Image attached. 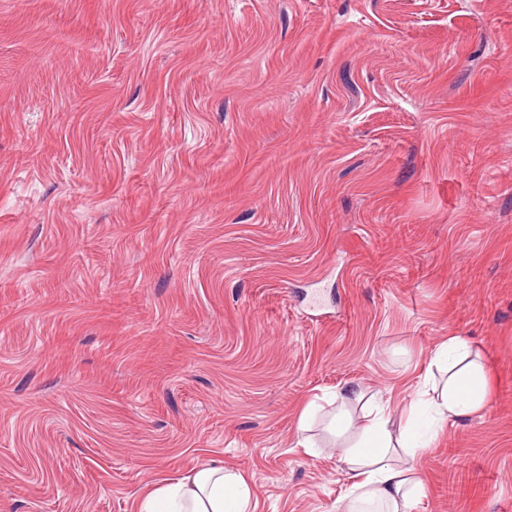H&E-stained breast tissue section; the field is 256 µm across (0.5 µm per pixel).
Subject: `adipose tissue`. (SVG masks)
Returning a JSON list of instances; mask_svg holds the SVG:
<instances>
[{"label":"adipose tissue","instance_id":"obj_1","mask_svg":"<svg viewBox=\"0 0 512 512\" xmlns=\"http://www.w3.org/2000/svg\"><path fill=\"white\" fill-rule=\"evenodd\" d=\"M432 365L438 376L429 387L416 392L411 413L400 434L390 429L389 407L378 404L354 423L347 404L360 400L356 390L337 393L338 407L332 418L336 434L357 428L358 437L343 452L342 462L351 483L340 512H413L422 483L415 461L432 446L422 435L417 411L436 423H457L482 413L491 394V379L480 350L469 340L455 336L439 344ZM251 493L241 474L219 464L200 468L186 483H175L147 496L142 512H250Z\"/></svg>","mask_w":512,"mask_h":512}]
</instances>
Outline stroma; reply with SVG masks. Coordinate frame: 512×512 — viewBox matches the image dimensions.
Here are the masks:
<instances>
[{
	"instance_id": "stroma-1",
	"label": "stroma",
	"mask_w": 512,
	"mask_h": 512,
	"mask_svg": "<svg viewBox=\"0 0 512 512\" xmlns=\"http://www.w3.org/2000/svg\"><path fill=\"white\" fill-rule=\"evenodd\" d=\"M451 336L415 512H512V0H0V512H336ZM426 378L430 388L412 398L398 437L390 429L388 405H375L363 415L357 440L342 454L351 486L338 511L363 512L369 505L379 512H412L422 489L414 462L433 442V436L421 434L416 411L426 412L432 422L455 424L482 413L491 394L482 353L461 336L436 347ZM400 457L406 458L405 466L399 465ZM353 399L354 401H360L362 394L358 393L355 389L347 387L336 394V402L339 401V406L336 409L331 425L336 435L346 434L353 426V418L350 411L347 408V403ZM250 506V488L243 476L213 463L196 471L188 483L148 495L142 512H250Z\"/></svg>"
}]
</instances>
